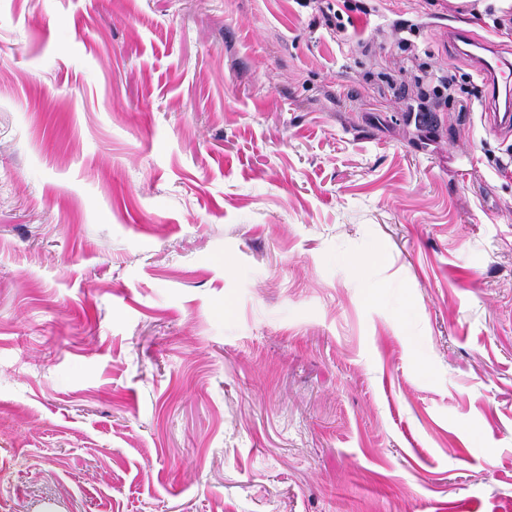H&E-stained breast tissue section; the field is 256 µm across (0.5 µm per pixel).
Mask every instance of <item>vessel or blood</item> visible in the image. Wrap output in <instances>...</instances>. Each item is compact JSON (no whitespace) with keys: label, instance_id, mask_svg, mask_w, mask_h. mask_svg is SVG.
Here are the masks:
<instances>
[{"label":"vessel or blood","instance_id":"1","mask_svg":"<svg viewBox=\"0 0 512 512\" xmlns=\"http://www.w3.org/2000/svg\"><path fill=\"white\" fill-rule=\"evenodd\" d=\"M454 42L476 46L477 52L471 60L487 86L489 112L483 113L485 125L504 135L512 134V60L500 52L497 44L490 40H474L463 31H449Z\"/></svg>","mask_w":512,"mask_h":512}]
</instances>
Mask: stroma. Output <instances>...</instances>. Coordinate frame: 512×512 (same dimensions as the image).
<instances>
[{"label":"stroma","mask_w":512,"mask_h":512,"mask_svg":"<svg viewBox=\"0 0 512 512\" xmlns=\"http://www.w3.org/2000/svg\"><path fill=\"white\" fill-rule=\"evenodd\" d=\"M365 2L0 0V512H512V22ZM329 1H322V0H296V3L300 7H310L313 6L315 9L318 10L321 14V25L324 26V28L332 33L336 32H343L345 30L344 25L341 23V16L337 11L334 9L333 5L330 3H325ZM324 3L326 5H324ZM313 4V5H312ZM448 38L454 43L462 41L466 46L483 51L481 55L466 49L462 51L472 60L473 66L484 77L487 86L489 112H482L484 124L504 135L512 134V63L490 40H475L460 30H449ZM506 96L503 93H506ZM398 44L401 53L396 55V58L391 63L392 66L388 67L389 72L386 73L385 78L391 89H396L397 85H399L398 90L394 92L395 96L399 91L407 92L408 94L411 88L414 97L419 103L416 108L409 104L408 112H412L411 118H414L415 124H420L418 122L420 114L436 112L440 108L442 101L448 99V90L450 88L453 89L454 78L447 70L442 69L436 77L430 79L433 86L425 83L422 76L415 73L417 70V58L412 41L401 37Z\"/></svg>","instance_id":"obj_1"}]
</instances>
